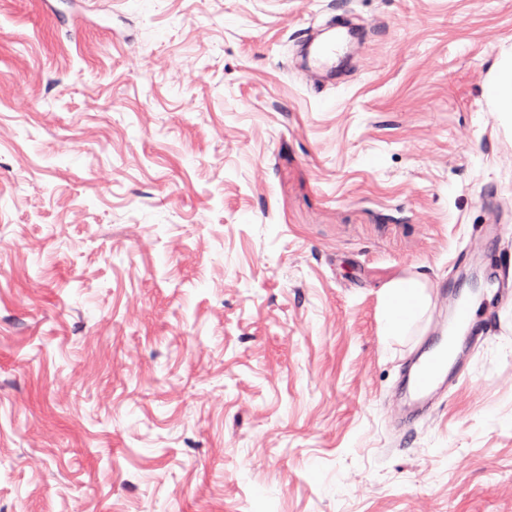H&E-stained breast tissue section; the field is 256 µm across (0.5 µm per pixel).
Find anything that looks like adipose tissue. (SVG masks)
I'll return each mask as SVG.
<instances>
[{"label":"adipose tissue","mask_w":512,"mask_h":512,"mask_svg":"<svg viewBox=\"0 0 512 512\" xmlns=\"http://www.w3.org/2000/svg\"><path fill=\"white\" fill-rule=\"evenodd\" d=\"M493 111L512 117V57L502 56L485 84ZM430 298L425 282L417 276L390 282L384 289L380 329L382 335H406L426 312Z\"/></svg>","instance_id":"obj_1"}]
</instances>
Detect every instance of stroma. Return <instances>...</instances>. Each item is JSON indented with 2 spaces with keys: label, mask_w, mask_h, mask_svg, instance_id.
I'll return each instance as SVG.
<instances>
[{
  "label": "stroma",
  "mask_w": 512,
  "mask_h": 512,
  "mask_svg": "<svg viewBox=\"0 0 512 512\" xmlns=\"http://www.w3.org/2000/svg\"><path fill=\"white\" fill-rule=\"evenodd\" d=\"M510 51L512 0H0V512H512V289L399 390L512 255ZM345 41L344 36L337 38L334 42L327 44H320L309 59L310 68L314 71H325L332 74L333 64L331 63L333 57L336 55V46L341 45ZM485 95L494 112L512 119V59L502 55L485 84ZM426 284L418 276L390 282L384 289L380 329L384 336H405L430 304ZM447 367L448 359L443 354L430 355L414 372L412 379L414 391L419 395L428 393L443 376Z\"/></svg>",
  "instance_id": "35a3bbf8"
}]
</instances>
